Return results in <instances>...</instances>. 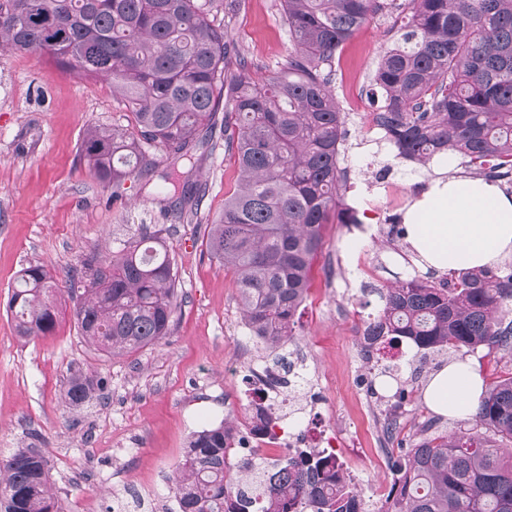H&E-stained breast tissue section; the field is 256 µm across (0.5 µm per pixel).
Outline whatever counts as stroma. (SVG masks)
Returning a JSON list of instances; mask_svg holds the SVG:
<instances>
[{"mask_svg":"<svg viewBox=\"0 0 512 512\" xmlns=\"http://www.w3.org/2000/svg\"><path fill=\"white\" fill-rule=\"evenodd\" d=\"M231 31L256 75L284 62L291 48L280 0H247ZM394 32L391 16L375 17L336 53L338 101L366 104L365 111L349 112L340 156L350 173L344 201L358 221L326 226L299 337L285 353L287 362L303 367V382L286 392L297 398L304 430L334 438L365 512H379L393 482L391 468L379 463L382 449L410 447L428 421L439 432L460 425L423 399L428 375L448 356H421L405 341L379 356L408 391L402 429L384 435L387 404L368 394L371 376L359 354V331L379 309L377 289L412 274L409 244L396 230L437 171L397 158L371 126V112L384 101L372 80ZM129 122L110 81L62 71L42 52L0 50V458L39 449L64 512H114L132 495L117 481L125 472L155 499L158 512H178L175 467L191 434L239 422L248 403L233 275L206 248L209 226L236 188L234 158L220 144L196 147L188 159L159 149L156 173L102 185L89 174L80 144L91 129ZM172 168L197 189L196 214L181 220L157 191L161 173ZM145 229L161 231L177 268L169 336L106 357L79 335L65 296L51 335H17L8 302L22 268L42 265L62 287L78 275L85 255H111ZM75 371L103 383L80 407L64 401Z\"/></svg>","mask_w":512,"mask_h":512,"instance_id":"1","label":"stroma"}]
</instances>
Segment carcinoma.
<instances>
[{
  "label": "carcinoma",
  "instance_id": "obj_1",
  "mask_svg": "<svg viewBox=\"0 0 512 512\" xmlns=\"http://www.w3.org/2000/svg\"><path fill=\"white\" fill-rule=\"evenodd\" d=\"M247 0H0V46L45 52L62 70L104 77L124 99L131 125L89 132L80 152L102 184L157 167L151 149L183 158L216 129L238 169L235 191L210 225L207 250L232 271L242 320L263 349L295 341L325 225L353 224L343 207L340 146L347 113L332 90L336 51L379 14L396 17L397 39L381 56L384 104L372 123L398 155L425 166L448 153L512 172V0H280L293 51L274 71L251 77L230 20ZM224 14V23L216 22ZM158 192L181 188L177 172ZM56 285L40 265L23 268L9 309L17 333L34 339L56 324ZM78 331L105 356L152 345L173 325L177 272L158 233L117 255L83 261L69 279ZM380 309L363 335L418 350L466 348L512 362V265L419 275L376 290ZM99 382L70 376L65 399L87 402ZM512 373L485 392L474 423L451 433L419 429L393 460L395 479L379 512H512ZM233 425L190 437L179 464V512H365L362 499L315 448H295L267 466L228 462ZM49 464L18 448L0 464V512H63Z\"/></svg>",
  "mask_w": 512,
  "mask_h": 512
}]
</instances>
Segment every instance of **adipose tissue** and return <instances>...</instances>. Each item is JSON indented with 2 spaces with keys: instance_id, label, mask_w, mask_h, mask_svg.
<instances>
[{
  "instance_id": "obj_1",
  "label": "adipose tissue",
  "mask_w": 512,
  "mask_h": 512,
  "mask_svg": "<svg viewBox=\"0 0 512 512\" xmlns=\"http://www.w3.org/2000/svg\"><path fill=\"white\" fill-rule=\"evenodd\" d=\"M403 221L411 263L424 273L496 267L512 257V196L482 178L430 179ZM483 393L473 366L454 359L431 375L424 400L438 415L465 418Z\"/></svg>"
}]
</instances>
